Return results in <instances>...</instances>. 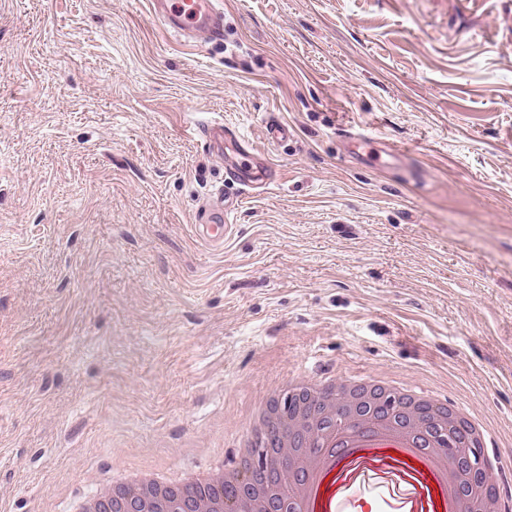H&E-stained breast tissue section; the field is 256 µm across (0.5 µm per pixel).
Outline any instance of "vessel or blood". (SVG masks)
<instances>
[{"label":"vessel or blood","mask_w":512,"mask_h":512,"mask_svg":"<svg viewBox=\"0 0 512 512\" xmlns=\"http://www.w3.org/2000/svg\"><path fill=\"white\" fill-rule=\"evenodd\" d=\"M150 13L162 27L185 36L221 37L224 32V12L217 0H151ZM201 138L213 150L219 151L227 140L233 139L232 131L220 124H208L200 128ZM238 161L230 169L241 191L267 187L279 179V170L269 159L256 155L247 143L238 145ZM234 209L223 191H216L198 210L195 233L202 243L210 247L224 244L228 226L224 219Z\"/></svg>","instance_id":"b4317fda"}]
</instances>
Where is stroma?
<instances>
[{"mask_svg": "<svg viewBox=\"0 0 512 512\" xmlns=\"http://www.w3.org/2000/svg\"><path fill=\"white\" fill-rule=\"evenodd\" d=\"M222 5L213 41L149 0H0V512L222 472L297 373L454 398L512 466V0ZM218 121L276 184L227 179ZM199 134L206 144L217 152L222 151L225 140H237L235 133L226 130L221 124H207L199 129ZM224 196V190H217L214 195L206 199L198 210L199 224L195 225L198 240L210 247H222L227 234L228 224H224V217H228L235 205Z\"/></svg>", "mask_w": 512, "mask_h": 512, "instance_id": "1", "label": "stroma"}]
</instances>
